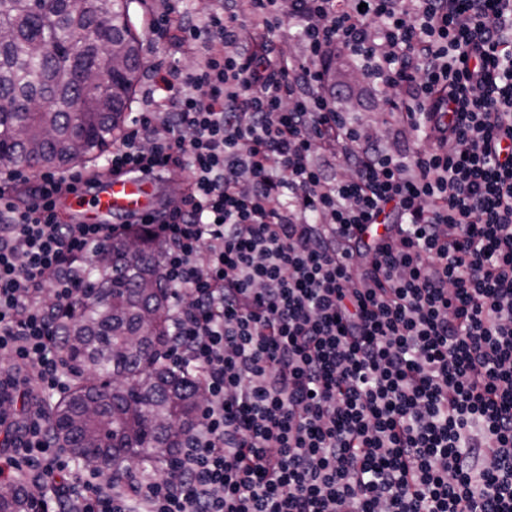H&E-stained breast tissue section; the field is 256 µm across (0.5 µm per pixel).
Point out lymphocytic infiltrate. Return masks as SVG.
Masks as SVG:
<instances>
[{
	"mask_svg": "<svg viewBox=\"0 0 512 512\" xmlns=\"http://www.w3.org/2000/svg\"><path fill=\"white\" fill-rule=\"evenodd\" d=\"M149 28L203 61L155 68L164 102L105 168L180 167L187 195L69 224L51 198L81 174L0 169V483L42 512H512V0H215L202 23L164 0ZM292 32L302 57L270 51ZM340 53L393 145L323 93ZM116 236L159 243L163 358L203 401L162 476L94 484L44 401L70 389L63 273Z\"/></svg>",
	"mask_w": 512,
	"mask_h": 512,
	"instance_id": "f902f5d3",
	"label": "lymphocytic infiltrate"
}]
</instances>
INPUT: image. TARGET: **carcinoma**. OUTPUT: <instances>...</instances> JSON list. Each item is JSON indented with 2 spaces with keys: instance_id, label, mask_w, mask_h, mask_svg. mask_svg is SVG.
Returning <instances> with one entry per match:
<instances>
[{
  "instance_id": "carcinoma-1",
  "label": "carcinoma",
  "mask_w": 512,
  "mask_h": 512,
  "mask_svg": "<svg viewBox=\"0 0 512 512\" xmlns=\"http://www.w3.org/2000/svg\"><path fill=\"white\" fill-rule=\"evenodd\" d=\"M123 0H0V165L65 169L94 163L126 125L143 69L141 41ZM90 43L70 51L74 37ZM109 77L102 93L84 72ZM126 239L108 248L111 263H76L66 278L80 303L59 326L72 370L96 379L51 403L48 429L77 468L127 474L136 459L155 469L184 447L200 413L193 371L162 359L170 340L168 295L158 245ZM15 487H0V512H28Z\"/></svg>"
}]
</instances>
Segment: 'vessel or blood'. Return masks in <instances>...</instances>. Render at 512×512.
Wrapping results in <instances>:
<instances>
[{"instance_id":"b4317fda","label":"vessel or blood","mask_w":512,"mask_h":512,"mask_svg":"<svg viewBox=\"0 0 512 512\" xmlns=\"http://www.w3.org/2000/svg\"><path fill=\"white\" fill-rule=\"evenodd\" d=\"M55 210L81 224H107L117 215L150 216L155 207L150 181L127 170L102 177L91 190L57 200Z\"/></svg>"}]
</instances>
